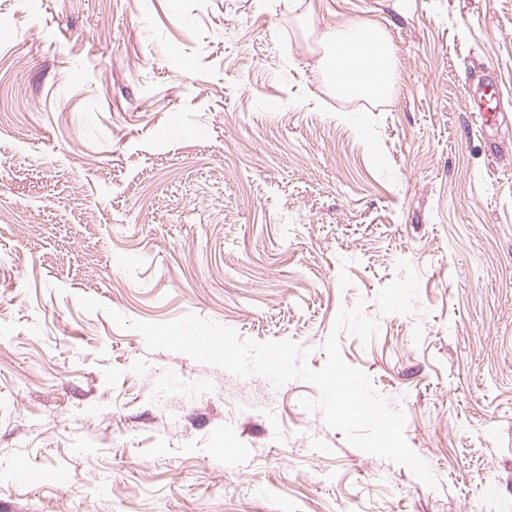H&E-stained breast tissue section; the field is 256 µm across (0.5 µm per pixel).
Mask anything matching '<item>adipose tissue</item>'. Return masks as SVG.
<instances>
[{
  "mask_svg": "<svg viewBox=\"0 0 512 512\" xmlns=\"http://www.w3.org/2000/svg\"><path fill=\"white\" fill-rule=\"evenodd\" d=\"M316 73L337 93L369 101L390 97L397 81L395 49L383 28L352 21L321 35Z\"/></svg>",
  "mask_w": 512,
  "mask_h": 512,
  "instance_id": "ef3b65f1",
  "label": "adipose tissue"
}]
</instances>
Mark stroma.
Listing matches in <instances>:
<instances>
[{
  "label": "stroma",
  "instance_id": "35a3bbf8",
  "mask_svg": "<svg viewBox=\"0 0 512 512\" xmlns=\"http://www.w3.org/2000/svg\"><path fill=\"white\" fill-rule=\"evenodd\" d=\"M286 2L0 0V262L25 259L0 276V512L512 506V0ZM352 20L393 40L388 100L316 77ZM402 259L423 311L380 315ZM82 296L290 339L315 369L365 299L379 332L342 356L437 488L304 410L314 386L148 350Z\"/></svg>",
  "mask_w": 512,
  "mask_h": 512
}]
</instances>
